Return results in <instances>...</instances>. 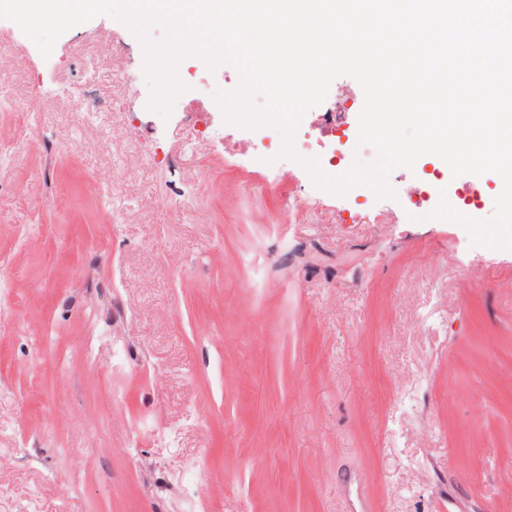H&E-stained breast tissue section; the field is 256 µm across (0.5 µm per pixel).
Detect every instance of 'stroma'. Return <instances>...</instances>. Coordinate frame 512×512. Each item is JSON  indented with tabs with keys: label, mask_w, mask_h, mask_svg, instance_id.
<instances>
[{
	"label": "stroma",
	"mask_w": 512,
	"mask_h": 512,
	"mask_svg": "<svg viewBox=\"0 0 512 512\" xmlns=\"http://www.w3.org/2000/svg\"><path fill=\"white\" fill-rule=\"evenodd\" d=\"M11 27L0 142L58 151L0 157V512H512V250L414 220L423 167L338 195L276 127L201 129L231 64L187 58L164 113L125 24L47 57Z\"/></svg>",
	"instance_id": "obj_1"
}]
</instances>
